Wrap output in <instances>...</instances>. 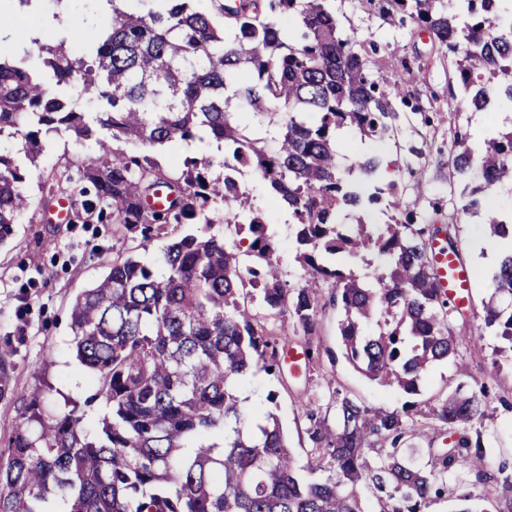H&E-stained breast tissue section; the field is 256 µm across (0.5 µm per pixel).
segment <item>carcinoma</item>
Here are the masks:
<instances>
[{"label": "carcinoma", "instance_id": "1", "mask_svg": "<svg viewBox=\"0 0 512 512\" xmlns=\"http://www.w3.org/2000/svg\"><path fill=\"white\" fill-rule=\"evenodd\" d=\"M112 2V25L86 39L91 60L71 57L65 41L44 53L42 65L56 82L80 80L112 110L81 112L57 97L24 59L0 57V134L21 139L19 152L33 161L40 135L72 134L94 140L84 168L94 190L89 208L109 212L112 223L143 234L105 277L73 299L70 328L79 362L98 378L95 397L107 414L93 437L83 432L78 405L46 415L33 407L19 421L0 455V512H366L358 487L377 491L379 512H428L451 493L468 502L467 485L448 476L499 479L512 512V473L489 472L480 431L486 417L485 386L427 406L421 414L456 436L448 448L428 449L419 464L399 448L405 415L336 398V425L309 413V438L333 476L305 482L296 469L277 416L250 413L237 389L253 362L281 370L274 329L267 320L291 316L313 335L318 285L330 282L344 310L338 324L344 358L367 378L415 394L431 365L456 359L463 342L451 325L455 302L438 288L426 235L403 208L396 185L366 190L355 177L373 180L384 166L376 155L338 162L341 134L384 139L399 119L395 101L409 105L405 75L376 69L380 46L348 34L329 0H212L214 11L191 0H135L129 10ZM500 0H368L385 21L409 18L455 62L459 97L473 112L494 98L512 105V14ZM279 126L271 152L256 131ZM224 142V176L212 163L187 157L182 170L160 167L147 155L117 152L113 141L177 147L204 137ZM453 135L448 167L470 200L452 203L461 216L475 195L512 180V128L476 148ZM263 179L275 207L288 209L294 226L300 284H288L276 257V240L255 209L235 164ZM17 161L0 153V243L30 207ZM224 203L223 236L185 235L160 259L140 260L149 224H212L210 205ZM382 205L386 232L361 219L345 225L337 213ZM496 237L512 224L488 211ZM248 230L250 238L242 237ZM376 252L385 272L362 281L336 262ZM484 304L487 327L512 353V253L493 278ZM373 323L372 335L363 327ZM378 449L377 460L367 450Z\"/></svg>", "mask_w": 512, "mask_h": 512}]
</instances>
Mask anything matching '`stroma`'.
Instances as JSON below:
<instances>
[{"mask_svg": "<svg viewBox=\"0 0 512 512\" xmlns=\"http://www.w3.org/2000/svg\"><path fill=\"white\" fill-rule=\"evenodd\" d=\"M333 5L347 32L357 40L371 37L380 43L377 60L383 71L419 68L416 80L404 86L407 96L440 109L426 123L421 115L401 108L398 132L381 141L347 136L340 162L350 165L361 154L399 161L409 146H424L417 175L395 171L391 178L418 223L450 229L471 272L470 301L464 316L453 319L467 336L458 351V362L464 364L466 372L457 374L455 364H436L414 395L369 380L341 353L338 323L343 310L334 300V287L325 282L319 288L317 328L312 336L298 335L291 317H279L273 322L277 332L287 335L290 350L311 345L315 352L313 362L301 365L298 371L286 369L279 374L253 366L242 388L246 395L244 405L273 411L287 434L297 468L308 471L310 479L322 480L329 471L319 465L312 451L308 437L311 422L304 404H311L318 416L332 424L340 394L370 407L399 412L410 403L421 407L446 397L457 386L470 389L480 383L489 390L488 417L481 433L490 466L495 469L503 464L512 473V359L498 354L501 342L484 324L483 303L491 293L488 283L498 261L486 252L489 234L482 215L491 206L503 214L512 212V184L499 185L481 196L479 212L458 220L448 199L460 195L462 187L450 185L446 165L454 131L467 133L471 143H481L489 130L512 125V106L501 103L491 112L449 110L448 81L454 68L451 55L436 51L414 23L402 27L386 24L377 13L363 8L359 0H333ZM15 13L17 20L8 33L10 53L27 56L29 66L41 71L49 83H55L54 77L42 68L39 46H53L62 38L71 37L76 26L102 31L112 23V10L102 6L101 0H32L30 5L16 7ZM93 154L94 144L90 141L79 142L72 137L48 141L36 164L27 169L25 190L33 206L15 225L12 236L0 244V383L6 386L0 395L2 454L8 451L14 425L29 415L32 405L57 414L66 411L67 400L85 401L97 389L94 377L81 366L72 350L70 306L77 293L106 274L113 260L125 255L133 244L132 235L123 225L100 220L97 212L86 211L83 197L77 194L70 199L73 221L69 224L50 222L38 206L42 185L51 183L64 171L78 176ZM245 183L254 205L268 212L280 262L288 270L289 283H296L300 271L293 261L292 225L283 211L270 209L261 181L250 176ZM212 211L215 221L207 226L154 225L148 259H158L175 237L205 231L223 235V204L214 205ZM271 393L276 396L272 402L267 399Z\"/></svg>", "mask_w": 512, "mask_h": 512, "instance_id": "1", "label": "stroma"}]
</instances>
